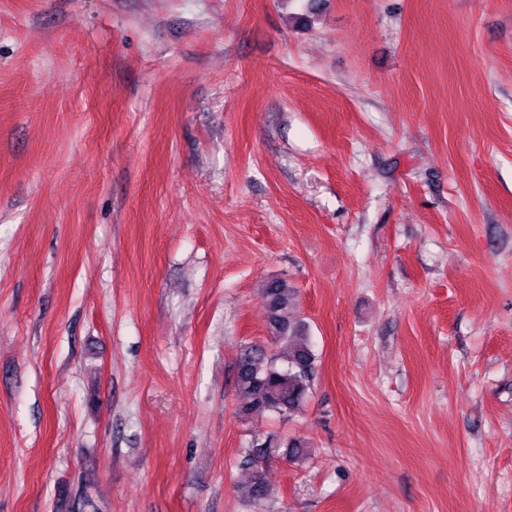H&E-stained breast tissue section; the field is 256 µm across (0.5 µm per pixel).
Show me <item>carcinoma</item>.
Returning a JSON list of instances; mask_svg holds the SVG:
<instances>
[{
  "mask_svg": "<svg viewBox=\"0 0 512 512\" xmlns=\"http://www.w3.org/2000/svg\"><path fill=\"white\" fill-rule=\"evenodd\" d=\"M263 294L270 345L250 343L241 350L235 378L243 400L238 413L245 417L275 413L287 418L308 398L317 357L300 315L296 289L285 279L273 278L264 284ZM309 447L306 439L292 437L286 443V455L292 460L303 458Z\"/></svg>",
  "mask_w": 512,
  "mask_h": 512,
  "instance_id": "carcinoma-1",
  "label": "carcinoma"
}]
</instances>
